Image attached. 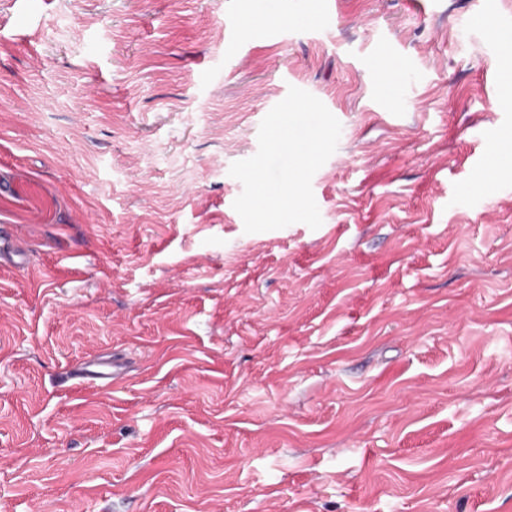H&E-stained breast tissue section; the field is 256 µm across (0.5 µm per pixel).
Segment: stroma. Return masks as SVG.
Here are the masks:
<instances>
[{
    "label": "stroma",
    "mask_w": 512,
    "mask_h": 512,
    "mask_svg": "<svg viewBox=\"0 0 512 512\" xmlns=\"http://www.w3.org/2000/svg\"><path fill=\"white\" fill-rule=\"evenodd\" d=\"M508 34L512 0H0V512H512ZM292 86L342 126L322 224L248 233L229 169ZM1 235L4 241V246L1 249ZM8 264L18 269H24L28 265L26 255L14 246L13 236L0 229V264ZM125 376L126 373L121 364L107 359L94 363H83L76 367L71 374V378L84 383L103 382L112 384V386L120 384Z\"/></svg>",
    "instance_id": "1"
}]
</instances>
